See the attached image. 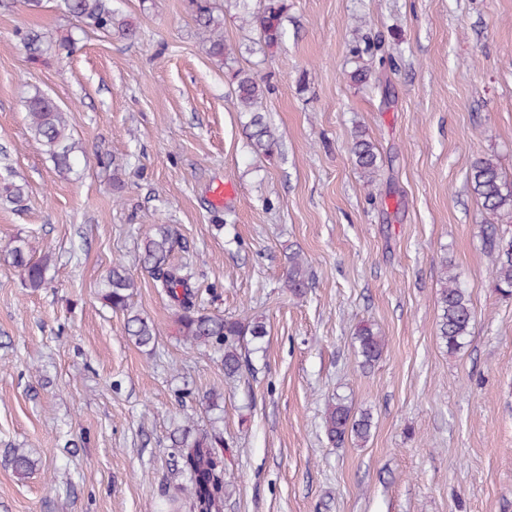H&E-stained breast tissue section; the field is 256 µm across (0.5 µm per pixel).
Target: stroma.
Returning <instances> with one entry per match:
<instances>
[{
	"instance_id": "stroma-1",
	"label": "stroma",
	"mask_w": 512,
	"mask_h": 512,
	"mask_svg": "<svg viewBox=\"0 0 512 512\" xmlns=\"http://www.w3.org/2000/svg\"><path fill=\"white\" fill-rule=\"evenodd\" d=\"M264 5L215 0L237 66L269 85L270 158L253 153L190 0H113L132 39L81 31L59 0H0V188L23 187L0 201V246L20 234L54 254L34 291L0 253V512H190L169 440L185 424L224 436V512H512V297L492 281L466 180L481 158L512 180V0H288L272 51L242 19ZM370 43L377 55L355 60ZM359 63L368 85L349 78ZM37 91L69 114L72 169L30 135ZM360 130L380 154L373 197L350 153ZM157 224L177 231L173 259L208 312L265 319L241 375L179 341L141 261ZM293 252L301 297L285 283ZM117 259L155 345L100 300ZM446 263L474 312L454 354L437 336ZM363 322L385 338L366 368ZM338 399L370 412L367 442L328 443ZM10 448L31 449L36 470L17 475ZM305 261L297 252L290 253L288 256V288L296 296L304 293L307 288V278L305 274Z\"/></svg>"
}]
</instances>
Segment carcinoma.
Returning <instances> with one entry per match:
<instances>
[{"mask_svg":"<svg viewBox=\"0 0 512 512\" xmlns=\"http://www.w3.org/2000/svg\"><path fill=\"white\" fill-rule=\"evenodd\" d=\"M191 5L207 56L217 65L224 66L229 57V48L224 43L222 22L215 15L211 0H191ZM61 6L85 28L103 34H110L115 29L124 35H133L131 25L112 8V0H61ZM287 11V0H267L263 13L257 17L267 46H275L284 38L283 17ZM231 79L239 109L249 115L246 129L252 148L266 157L273 155L279 146V139L260 112L267 92L266 85L244 69L234 71ZM26 118L32 138L42 146L45 154L57 166L71 168V160L78 146L72 139L66 112L37 91L27 100ZM351 154L366 184L373 185L380 161L376 145L359 134L354 139ZM467 182L487 217L483 247L490 259L494 287L502 294L511 296L512 239L504 238L499 221L512 218V183L503 177L498 163L491 158L476 160L467 173ZM175 244L176 237L168 226L155 225L153 233L144 241V268L156 287L176 307L183 342L191 348L204 347L221 352L224 375L233 377L248 366L238 349L240 339L249 335L254 341L263 340L267 336L265 322L261 318H254L244 323L206 311L198 300V289L187 266L170 262ZM30 251L28 241L21 236L15 237L7 248L12 263L23 271L26 286L37 290L47 282L53 255L45 251L35 259ZM304 266L305 261L299 253L288 255V288L297 296L303 295L307 287ZM442 267L444 277L439 297L438 336L448 352L454 353L463 347L470 336L474 316L466 290L459 286L457 276L448 271V260H443ZM102 288L104 304L125 316L129 339L141 347L155 344L157 331L154 324L132 310L130 300L137 283L121 262H113ZM354 340L363 366L373 365L382 356L385 340L373 325H359ZM324 428L329 442L339 447L352 437L366 440L371 433L372 418L367 412L357 417L352 415L351 408L338 399L328 406ZM171 443L176 448V466L185 477L183 491L192 501L193 512H224V458L218 452L224 446L221 433L198 432L184 426L173 432ZM9 464L15 473L22 476L32 473L34 469V462L23 448L12 450Z\"/></svg>","mask_w":512,"mask_h":512,"instance_id":"cac0c4a2","label":"carcinoma"}]
</instances>
